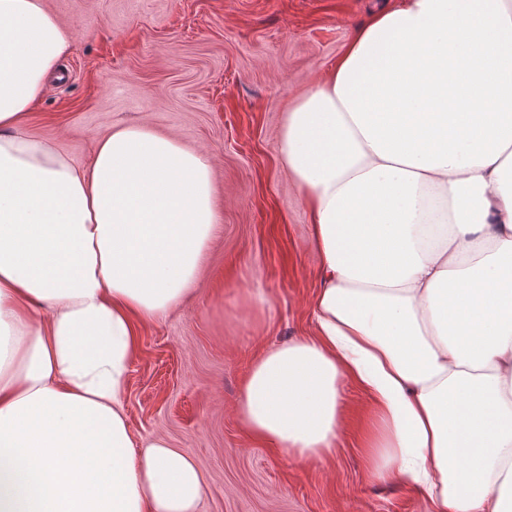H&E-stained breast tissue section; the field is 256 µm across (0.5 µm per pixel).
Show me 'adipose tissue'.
<instances>
[{"label":"adipose tissue","instance_id":"obj_1","mask_svg":"<svg viewBox=\"0 0 512 512\" xmlns=\"http://www.w3.org/2000/svg\"><path fill=\"white\" fill-rule=\"evenodd\" d=\"M72 49L45 0H0V512H199L194 459L137 441L138 326L193 288L208 159L143 125L82 161L26 118ZM280 163L320 254L315 335L253 360L238 404L299 460L375 409L374 474L435 512H512V0H390L287 107Z\"/></svg>","mask_w":512,"mask_h":512}]
</instances>
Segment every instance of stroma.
<instances>
[{"mask_svg":"<svg viewBox=\"0 0 512 512\" xmlns=\"http://www.w3.org/2000/svg\"><path fill=\"white\" fill-rule=\"evenodd\" d=\"M73 36L29 130L79 159L109 129L144 125L205 155L219 225L194 288L140 328L123 402L138 438L196 461L199 512H433L373 475L369 395L343 387L333 453L299 461L243 429L255 354L313 335L320 256L277 156L291 100L332 67L384 0H47Z\"/></svg>","mask_w":512,"mask_h":512,"instance_id":"35a3bbf8","label":"stroma"}]
</instances>
